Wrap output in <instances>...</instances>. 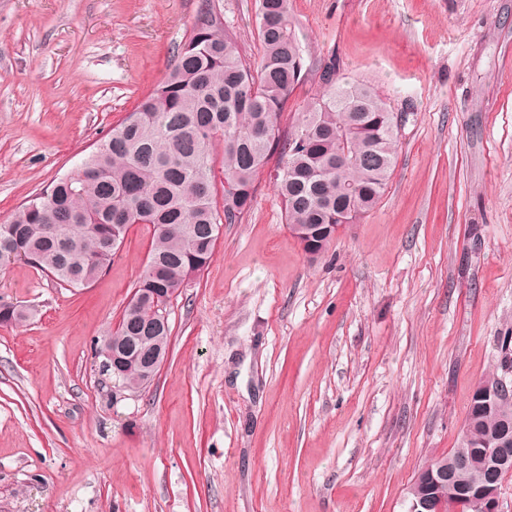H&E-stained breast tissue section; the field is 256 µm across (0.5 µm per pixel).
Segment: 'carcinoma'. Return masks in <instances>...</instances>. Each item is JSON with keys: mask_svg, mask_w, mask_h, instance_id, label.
Listing matches in <instances>:
<instances>
[{"mask_svg": "<svg viewBox=\"0 0 512 512\" xmlns=\"http://www.w3.org/2000/svg\"><path fill=\"white\" fill-rule=\"evenodd\" d=\"M292 2L258 0L261 57L254 66L224 24L210 18L211 0H201L167 76L78 168L0 224L1 271L26 262L71 288L97 279L130 225H152L146 272L97 356L114 344H136L154 300L170 299L208 267L219 229L250 210L256 180L273 155L291 225L354 224L382 197L398 125L372 87L338 79L336 60L318 68L324 92L304 104L290 132L280 133L278 119L307 71ZM32 316L0 305V324ZM116 379L129 389L151 381L131 354ZM474 420L486 437L512 436V409L470 405L465 423Z\"/></svg>", "mask_w": 512, "mask_h": 512, "instance_id": "obj_1", "label": "carcinoma"}]
</instances>
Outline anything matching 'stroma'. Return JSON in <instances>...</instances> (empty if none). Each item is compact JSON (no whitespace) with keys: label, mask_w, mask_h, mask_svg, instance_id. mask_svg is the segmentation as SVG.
Wrapping results in <instances>:
<instances>
[{"label":"stroma","mask_w":512,"mask_h":512,"mask_svg":"<svg viewBox=\"0 0 512 512\" xmlns=\"http://www.w3.org/2000/svg\"><path fill=\"white\" fill-rule=\"evenodd\" d=\"M258 62L256 0H215ZM201 0H0V223L80 165L168 74ZM311 59L399 121L378 204L319 258L274 170L167 305L169 355L116 387L152 229L64 288L19 264L0 303V512H406L458 447L512 336V0H294Z\"/></svg>","instance_id":"stroma-1"}]
</instances>
